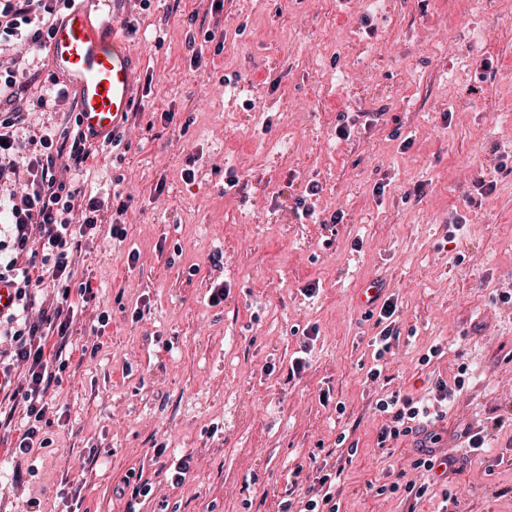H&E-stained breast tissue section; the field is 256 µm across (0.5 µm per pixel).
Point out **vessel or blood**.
I'll return each mask as SVG.
<instances>
[{
	"label": "vessel or blood",
	"mask_w": 512,
	"mask_h": 512,
	"mask_svg": "<svg viewBox=\"0 0 512 512\" xmlns=\"http://www.w3.org/2000/svg\"><path fill=\"white\" fill-rule=\"evenodd\" d=\"M46 55L74 92L80 128L91 141H103L123 128L138 70L113 0H74L73 8L56 20Z\"/></svg>",
	"instance_id": "b4317fda"
}]
</instances>
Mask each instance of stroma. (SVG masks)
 <instances>
[{
	"label": "stroma",
	"mask_w": 512,
	"mask_h": 512,
	"mask_svg": "<svg viewBox=\"0 0 512 512\" xmlns=\"http://www.w3.org/2000/svg\"><path fill=\"white\" fill-rule=\"evenodd\" d=\"M211 10L117 4L136 27L135 107L119 160L89 163L79 179L133 203L126 240L101 225L73 274L98 286L111 322L97 336L96 307L78 315L73 341L95 353L50 388L47 447L12 458L0 442V512H125L119 489L133 470L153 485L137 512H278L312 483L311 459L335 464L342 434L358 452L340 512H407L374 488L420 480L413 442L378 447L373 404L386 389L421 393L461 363L471 379L436 427L437 455L459 472L417 512H442L448 493L456 512H512V303L496 300L512 293V0ZM375 111L377 122L337 137L340 113ZM228 169L240 179L230 190ZM479 179L493 192L478 194ZM314 183L318 218L299 219ZM371 282L396 301L401 330L384 387L367 378L377 327L358 298ZM217 283L228 293L215 306ZM313 283L319 294L304 296ZM305 343L310 367L289 378ZM435 344L443 356L422 364ZM470 426L486 429L487 453L465 454ZM183 454L192 462L177 486L166 472Z\"/></svg>",
	"instance_id": "stroma-1"
}]
</instances>
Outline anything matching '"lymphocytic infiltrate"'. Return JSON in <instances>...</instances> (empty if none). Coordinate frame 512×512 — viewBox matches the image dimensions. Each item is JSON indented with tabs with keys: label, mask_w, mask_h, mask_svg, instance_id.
Returning a JSON list of instances; mask_svg holds the SVG:
<instances>
[{
	"label": "lymphocytic infiltrate",
	"mask_w": 512,
	"mask_h": 512,
	"mask_svg": "<svg viewBox=\"0 0 512 512\" xmlns=\"http://www.w3.org/2000/svg\"><path fill=\"white\" fill-rule=\"evenodd\" d=\"M61 0H0V282L13 290L12 303L0 311V335L12 350L0 358V397L22 404L25 423L13 425L12 414L0 418V429L15 428L9 451L29 454L41 433L49 408L47 392L62 359L61 345L71 336V325L97 293L91 281L71 286L81 237L89 235L108 209L127 211V201L89 196L76 185L74 173L92 155L79 127L67 126L55 134L20 136L30 108L26 102L32 81L27 76L30 55L44 52L51 37L50 24ZM53 289L50 307L37 299ZM397 305L384 300L373 338L377 363L367 377L378 380L381 365L400 340ZM469 380L467 366H458L451 380L431 383L420 397L401 392L382 395L375 409L386 421L378 433L379 445L413 437V468L432 472L454 469L455 461L437 455V422Z\"/></svg>",
	"instance_id": "f902f5d3"
}]
</instances>
